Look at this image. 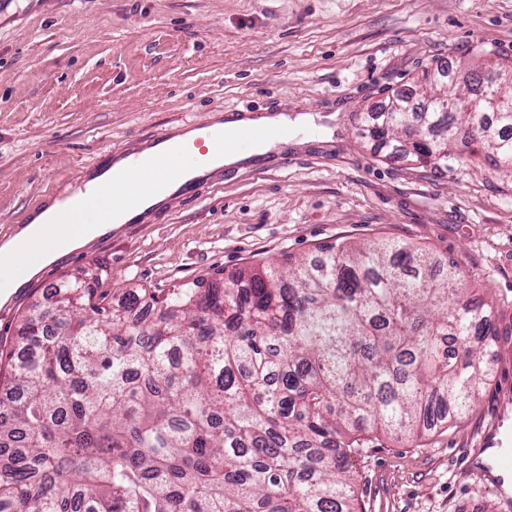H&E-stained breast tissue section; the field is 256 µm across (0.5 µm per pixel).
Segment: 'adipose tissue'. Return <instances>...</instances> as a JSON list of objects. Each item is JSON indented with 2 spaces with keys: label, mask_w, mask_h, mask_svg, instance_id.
<instances>
[{
  "label": "adipose tissue",
  "mask_w": 512,
  "mask_h": 512,
  "mask_svg": "<svg viewBox=\"0 0 512 512\" xmlns=\"http://www.w3.org/2000/svg\"><path fill=\"white\" fill-rule=\"evenodd\" d=\"M112 195L111 188L90 186L82 200L91 220H72L54 204L1 240L0 301L7 300L46 263L110 231Z\"/></svg>",
  "instance_id": "adipose-tissue-1"
}]
</instances>
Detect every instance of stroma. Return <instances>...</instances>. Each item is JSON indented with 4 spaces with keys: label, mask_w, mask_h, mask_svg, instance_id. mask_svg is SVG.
<instances>
[{
    "label": "stroma",
    "mask_w": 512,
    "mask_h": 512,
    "mask_svg": "<svg viewBox=\"0 0 512 512\" xmlns=\"http://www.w3.org/2000/svg\"><path fill=\"white\" fill-rule=\"evenodd\" d=\"M447 62L512 65V0H0V240L111 150L245 107L306 113L287 165L239 172L153 224H123L0 301V345L52 288L95 268L98 295L222 280L349 241L401 240L455 260L491 304L495 378L472 411L411 444L350 458L363 512H502L466 455L512 432V177L474 138L447 165L377 152L360 119Z\"/></svg>",
    "instance_id": "stroma-1"
}]
</instances>
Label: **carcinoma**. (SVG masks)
Here are the masks:
<instances>
[{"label":"carcinoma","instance_id":"1","mask_svg":"<svg viewBox=\"0 0 512 512\" xmlns=\"http://www.w3.org/2000/svg\"><path fill=\"white\" fill-rule=\"evenodd\" d=\"M481 112H377L379 150L448 163L481 132L512 173V66L487 69ZM89 273L22 317L0 351V512H358L348 455L466 413L493 377L492 308L463 271L404 242L203 278L157 296L96 295Z\"/></svg>","mask_w":512,"mask_h":512}]
</instances>
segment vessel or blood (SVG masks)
I'll return each instance as SVG.
<instances>
[{"label":"vessel or blood","instance_id":"b4317fda","mask_svg":"<svg viewBox=\"0 0 512 512\" xmlns=\"http://www.w3.org/2000/svg\"><path fill=\"white\" fill-rule=\"evenodd\" d=\"M273 118V113L248 109L218 111L208 121L184 123L114 150L106 162L87 167L83 178L112 187V210L120 223L149 224L223 180L225 170L260 173L286 165L279 141L289 129L274 127ZM148 161L159 169L154 184L132 189L130 176ZM469 468L500 489L504 512H512V495L501 490L505 478H512V448L497 446L487 462L470 456Z\"/></svg>","mask_w":512,"mask_h":512}]
</instances>
